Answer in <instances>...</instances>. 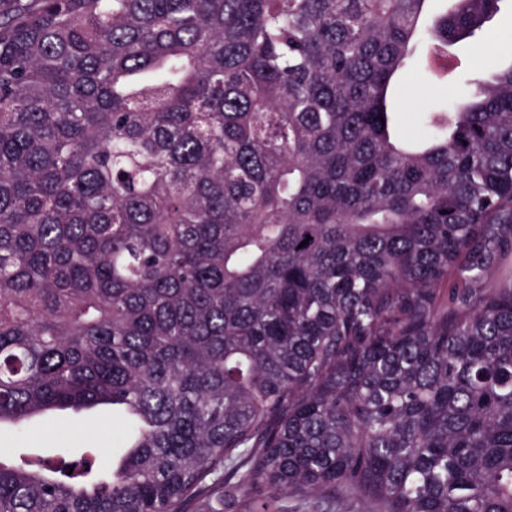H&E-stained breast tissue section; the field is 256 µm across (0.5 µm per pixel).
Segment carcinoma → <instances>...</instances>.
<instances>
[{"label":"carcinoma","instance_id":"obj_1","mask_svg":"<svg viewBox=\"0 0 512 512\" xmlns=\"http://www.w3.org/2000/svg\"><path fill=\"white\" fill-rule=\"evenodd\" d=\"M427 2L0 0V429L121 412L0 512H512L502 0ZM417 54L472 93L395 135ZM484 29L486 35L483 40H467L460 44V55L480 62L496 57L498 52L512 44V0H504L500 4L499 12L484 25ZM219 512H310L308 505L301 498L291 494H279L267 502L265 511L261 505L247 496L233 500H221L214 503Z\"/></svg>","mask_w":512,"mask_h":512}]
</instances>
